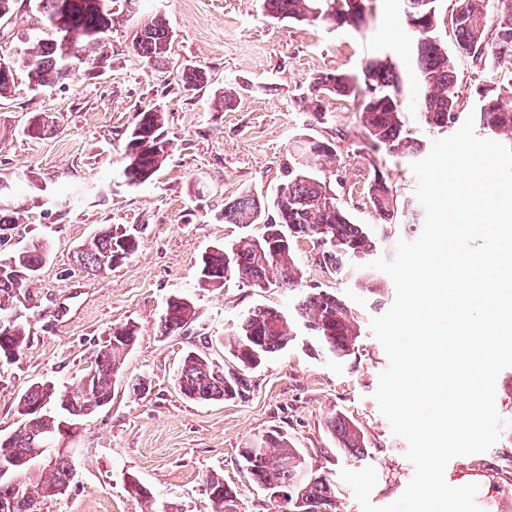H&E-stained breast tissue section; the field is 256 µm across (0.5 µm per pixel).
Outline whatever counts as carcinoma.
<instances>
[{
    "mask_svg": "<svg viewBox=\"0 0 512 512\" xmlns=\"http://www.w3.org/2000/svg\"><path fill=\"white\" fill-rule=\"evenodd\" d=\"M369 0H264L267 17L277 21L309 25L336 24V15L346 16L344 25L357 26L363 17L352 3ZM139 0H36L35 13L18 20L17 0H0V100L15 92L18 79L29 88L46 89L72 81L85 70L76 67L91 60L100 68L110 61L108 36L113 22L136 9ZM427 0L431 11L427 23L405 22L413 39L418 86L417 114L422 126L446 132L461 117L457 90L455 57L471 59L476 69L494 72L498 80L490 88H478L481 130L512 147V0H454L449 25L455 38L453 51L443 47L435 35L438 26L437 3ZM497 21H492V18ZM172 29L161 16L138 26L128 44L141 62L154 66L171 51ZM209 76L201 68L184 67L183 91L192 92L207 85ZM402 76L389 62L370 59L355 75L348 72H321L309 82L308 107L322 115L327 97L357 102L358 123L375 152L412 161L425 145L405 128L400 94ZM166 112L157 107L138 114L126 134L125 152L132 168L125 173L127 184L139 186L151 180L168 157L165 135ZM336 148L313 136L298 140L280 163V180L274 194L258 197L240 195L224 203V223L244 229L236 240L217 247L211 261H201L198 278L202 287L221 288L236 279L263 292L272 288L295 291L298 299L293 312L257 305L244 313L224 334L221 344L230 362L219 366L205 353L192 350L183 359L176 375L179 391L191 400L244 399L251 391L248 371L270 355L285 349L303 326L318 337L322 348L337 358L355 353L361 336V320L356 310L335 293L307 283L295 246L307 239L320 248L317 264L334 274L352 258L364 259L388 239V227L399 209L415 218L418 210L411 203L399 205L398 197L379 169H374L362 195L365 207L378 216L376 224H357L333 187ZM262 225L253 235L247 228ZM138 248L135 233L120 231L118 224H105L80 250V266L89 271L112 267ZM48 244L33 241L0 257V319L9 318V330L0 331V360L11 362L8 353L19 356L27 347L25 310L31 304L28 283L35 279L49 258ZM195 303L185 297L167 302L158 330L162 336H180L197 320ZM137 328L125 324L112 331L99 349L94 366L86 371L73 389L53 383L33 384L17 402V410H35L36 421L19 431L0 457H29L23 474L48 453L51 476L27 478L22 489L46 502L69 487L75 476L69 451L59 449L58 412L73 417L80 425L85 411L99 409L112 399V386L118 381L126 354L136 342ZM327 428L336 442V451L357 454L366 447L361 429L350 419L332 415ZM242 468L260 489L280 492L284 501H271L269 512H337L336 483L329 475L309 467L306 455L292 447L288 436L271 431L239 450ZM206 491L217 504L215 512H230L240 501L237 492L216 475L206 480ZM130 496L147 512H174L171 504L150 499L138 484Z\"/></svg>",
    "mask_w": 512,
    "mask_h": 512,
    "instance_id": "carcinoma-1",
    "label": "carcinoma"
}]
</instances>
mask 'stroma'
<instances>
[{"mask_svg": "<svg viewBox=\"0 0 512 512\" xmlns=\"http://www.w3.org/2000/svg\"><path fill=\"white\" fill-rule=\"evenodd\" d=\"M155 14L175 32L162 72L127 48L130 30ZM402 22L403 0H373L355 28L275 22L264 17L262 0H143L138 12L116 20L105 74L88 70L42 92L22 84L0 102V180L13 186L11 205L30 195L29 178L47 186L43 205L29 207L22 223L0 232V256L38 236L50 247L47 264L28 286V344L15 362H0V433L15 430L17 400L32 384L71 386L113 327L131 323L138 331L111 403L84 417L71 442L81 456L74 481L46 502L44 512H136L128 493L132 480L178 512H213L206 478L215 473L237 490L247 512H266L267 494L241 469L239 451L273 429L303 449L313 469L336 479L339 512H361L352 488L339 479L344 469L375 468V505L402 495L415 469L405 456L407 442L393 435L373 397L388 358L367 326L390 308L395 288L387 278L381 298L362 293L365 262L350 261L340 275H329L308 241L296 248L308 282L336 292L365 321L355 355L336 358L302 328L287 348L252 370L245 399L193 401L175 382L190 350L206 348L223 363L220 341L248 309L294 308V294L262 292L233 279L201 289L197 270L205 252L241 233L224 221L225 200L272 193L278 161L297 137L335 146L344 192L362 190L375 165L388 174L399 200L414 199L410 163L368 147L353 103L326 99L319 120L302 101L318 72L357 74L369 58L391 61L403 80L406 125L432 145L435 134L416 116L414 54ZM186 63L210 75L193 94L177 87L176 69ZM228 88L236 92L235 106L215 110ZM152 106L167 114L172 148L151 181L131 187L124 176L126 133L138 112ZM32 112L50 114L56 132L38 141L25 137ZM105 224L136 230L139 247L112 269L92 274L76 263L75 252ZM175 296L194 299L199 318L184 335H160L158 324ZM137 377L149 382L140 396L124 385ZM495 405L507 422L499 440L486 452L452 459L445 476L477 484L481 512H512V367L497 378ZM333 414L363 431L362 453H337L326 427Z\"/></svg>", "mask_w": 512, "mask_h": 512, "instance_id": "35a3bbf8", "label": "stroma"}]
</instances>
